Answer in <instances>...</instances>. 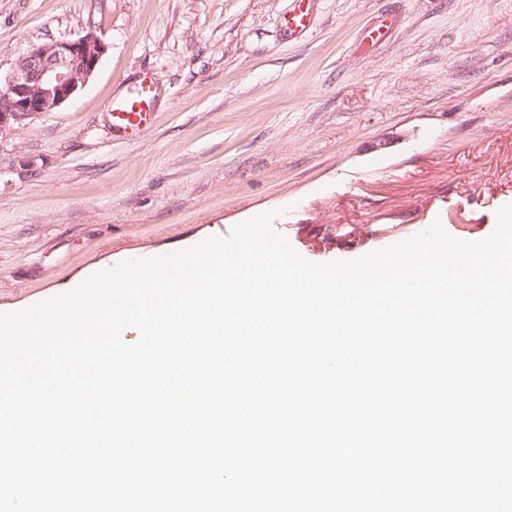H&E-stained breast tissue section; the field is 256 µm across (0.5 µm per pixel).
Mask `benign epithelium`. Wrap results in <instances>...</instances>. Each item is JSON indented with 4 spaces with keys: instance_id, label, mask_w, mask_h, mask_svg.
Listing matches in <instances>:
<instances>
[{
    "instance_id": "obj_1",
    "label": "benign epithelium",
    "mask_w": 512,
    "mask_h": 512,
    "mask_svg": "<svg viewBox=\"0 0 512 512\" xmlns=\"http://www.w3.org/2000/svg\"><path fill=\"white\" fill-rule=\"evenodd\" d=\"M106 52V43L93 32L32 45L9 77L0 80V132L23 126L72 99Z\"/></svg>"
}]
</instances>
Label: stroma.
I'll return each instance as SVG.
<instances>
[{
    "mask_svg": "<svg viewBox=\"0 0 512 512\" xmlns=\"http://www.w3.org/2000/svg\"><path fill=\"white\" fill-rule=\"evenodd\" d=\"M0 0V75L32 44L94 32L95 75L0 132V312L257 214L314 263L441 221L478 241L512 204V0ZM137 137L109 103L143 74ZM291 9L286 17L285 31L288 34H299L304 32L310 25V1L311 0H291Z\"/></svg>",
    "mask_w": 512,
    "mask_h": 512,
    "instance_id": "stroma-1",
    "label": "stroma"
}]
</instances>
